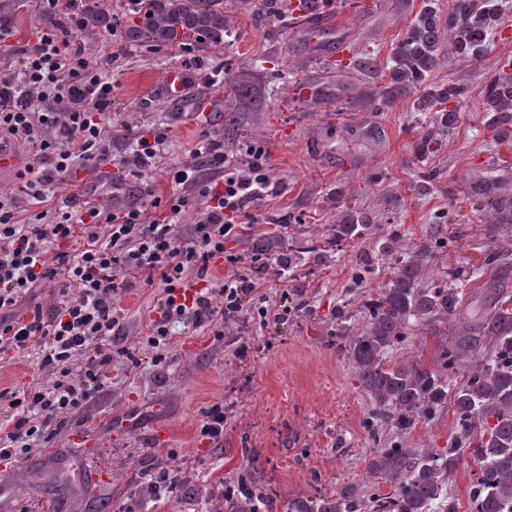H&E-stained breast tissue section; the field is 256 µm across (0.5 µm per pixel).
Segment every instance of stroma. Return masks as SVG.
Listing matches in <instances>:
<instances>
[{
	"instance_id": "obj_1",
	"label": "stroma",
	"mask_w": 512,
	"mask_h": 512,
	"mask_svg": "<svg viewBox=\"0 0 512 512\" xmlns=\"http://www.w3.org/2000/svg\"><path fill=\"white\" fill-rule=\"evenodd\" d=\"M328 4L332 29L309 27L293 8L272 18L256 0H224V43L189 50L199 76L177 101L162 88L166 73L180 65L173 50L151 52L103 30L70 34L83 56L112 77L100 116L111 148L91 163L74 159L72 172L55 176L39 203L21 190L22 166L0 172V201L15 204L17 221L55 223L71 195L78 204L110 209L117 164L146 130L163 136V163L127 178L145 220L166 214L169 200L181 196L179 233L194 234L205 191L224 177L221 164L194 156L202 139L221 145L242 170L263 155L279 192L248 210L243 233L224 245V273L256 289L240 313L201 328L172 323L167 344L155 348L144 327L158 289L117 295L126 319L109 339L110 382L44 436L0 457V497L12 512H224V489L243 484L261 512H288L290 499L345 482L388 492L367 473L387 433L362 426L373 402L332 343L336 312L348 308L361 322L362 294L388 287L391 273L377 258L380 239L410 248L438 233L447 244L431 268L460 273L465 317L482 316L488 288L480 272L492 244L484 213L492 203L512 202V142L493 144L478 95L500 63L512 61V8H505L482 60L442 49L428 83L461 86L470 95L460 100L439 151L420 158L415 141L433 115L417 109L420 87L392 86L389 69L425 7L438 8V34L447 38L451 0ZM52 12L47 0H0V25L13 34L0 49V73L49 34ZM315 39L339 42L335 67L312 57ZM302 81L314 97L296 94ZM188 165L194 181L175 185V171ZM358 212L370 218L365 235L330 244L331 225ZM363 252L373 256L375 271L362 290L353 278ZM280 254L296 256L297 264L279 267ZM453 331L439 325L416 333L392 358L432 365ZM41 358L36 347L1 356L0 391L47 387L51 375ZM215 404L224 408L219 443L200 433L204 411ZM454 422L452 410H444L405 439L414 448H446ZM164 472L177 482L153 490L152 480ZM38 474L68 484L58 508L23 492Z\"/></svg>"
}]
</instances>
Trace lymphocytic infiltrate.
Wrapping results in <instances>:
<instances>
[{
  "label": "lymphocytic infiltrate",
  "mask_w": 512,
  "mask_h": 512,
  "mask_svg": "<svg viewBox=\"0 0 512 512\" xmlns=\"http://www.w3.org/2000/svg\"><path fill=\"white\" fill-rule=\"evenodd\" d=\"M78 56L70 42L43 37L20 56L16 72L0 75V150L19 139L37 138L41 126L59 125L66 132L64 143L41 142L26 167V195L39 196L52 174L69 171L74 158L103 155L110 148L93 113L109 101L112 81ZM50 86L57 100L69 104V111L33 115L26 95ZM224 166V180L207 190L209 203L189 241L179 236L175 224L185 205L181 197L172 200L166 217L151 224L143 223L137 204L121 199L115 200L111 212L80 207L55 224L18 223L11 210L0 205V350L42 345L43 366L52 376L45 390L0 393L13 411L10 442L25 441L48 428L61 413L82 406L92 389L108 382L112 353L102 341L122 318L113 298L137 282L160 288L148 325V341L155 347L166 340L171 321L201 327L242 309L251 286L218 276L214 261L223 257L225 240L237 236L245 208L278 189L266 175L262 158H255L245 171L229 160ZM78 229L85 247L59 250V242L71 239ZM51 278L59 288L51 312L38 307L27 318H5V311L30 288Z\"/></svg>",
  "instance_id": "1"
}]
</instances>
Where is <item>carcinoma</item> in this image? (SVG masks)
Wrapping results in <instances>:
<instances>
[{
    "mask_svg": "<svg viewBox=\"0 0 512 512\" xmlns=\"http://www.w3.org/2000/svg\"><path fill=\"white\" fill-rule=\"evenodd\" d=\"M454 23L448 27V44L463 55L479 60L486 51L499 16L498 0H456ZM57 28L83 32L89 28L120 30L132 45L158 52L173 46L224 43V0H133L128 15L114 17L96 0H72ZM441 52L436 36L435 14L419 15L401 44L391 69L395 84L420 81ZM468 91L447 85L430 89L420 108L435 105L434 122L416 144V153H436L442 137L456 119L445 105L465 97ZM483 105L492 114L497 139L512 140V74L502 69L482 91ZM497 228L512 227V203L492 210ZM370 225L352 216L346 224L332 225L333 241L357 239ZM434 237L411 252L386 241L383 260L394 265L389 288L362 304L364 323H351L348 312L337 311L331 333L336 350L352 363L363 388L376 407L365 427H383L404 433L421 421H431L453 403L456 435L441 450L408 447L395 439L375 450L369 473L389 484L387 494L347 482L331 494L296 497L288 512H459L448 476L460 461L463 446L479 468L470 488L473 512H512V305L505 304L503 289L487 292L486 315L473 322L460 310L461 289L448 285V276H434L430 261L443 247ZM452 324L454 335L440 350L431 367L418 362L388 363L394 351L411 342L414 328Z\"/></svg>",
    "mask_w": 512,
    "mask_h": 512,
    "instance_id": "carcinoma-1",
    "label": "carcinoma"
}]
</instances>
